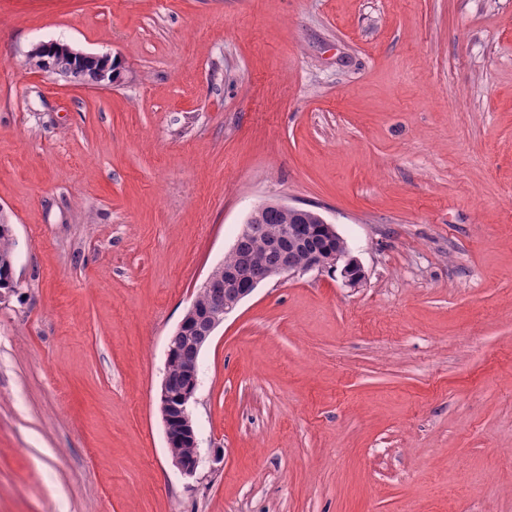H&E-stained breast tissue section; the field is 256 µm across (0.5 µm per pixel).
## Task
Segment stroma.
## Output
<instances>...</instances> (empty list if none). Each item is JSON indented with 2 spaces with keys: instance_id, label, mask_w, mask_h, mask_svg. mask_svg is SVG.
I'll use <instances>...</instances> for the list:
<instances>
[{
  "instance_id": "35a3bbf8",
  "label": "stroma",
  "mask_w": 512,
  "mask_h": 512,
  "mask_svg": "<svg viewBox=\"0 0 512 512\" xmlns=\"http://www.w3.org/2000/svg\"><path fill=\"white\" fill-rule=\"evenodd\" d=\"M271 201L367 280L227 315L188 478L167 338ZM0 213V512H512V0H0ZM39 47L45 54L51 49L49 56H45V62L48 68L53 69L58 54H67L72 60L71 70L60 72V78L65 81H70L79 77V71L81 69L91 68L98 72L99 78L102 81L110 83L112 80V73H109L112 56L110 54H87L69 45H61L56 42L41 43ZM85 78L87 81L100 82L97 74L93 71L86 72L80 76ZM12 226L0 215V288L11 290L15 288V281L10 278V271L14 267Z\"/></svg>"
}]
</instances>
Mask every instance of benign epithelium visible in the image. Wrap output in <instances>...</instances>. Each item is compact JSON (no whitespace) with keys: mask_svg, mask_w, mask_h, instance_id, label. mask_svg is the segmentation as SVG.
<instances>
[{"mask_svg":"<svg viewBox=\"0 0 512 512\" xmlns=\"http://www.w3.org/2000/svg\"><path fill=\"white\" fill-rule=\"evenodd\" d=\"M42 52L47 54L45 62L48 68H54L56 56L67 54L72 60V68L61 72V79L70 81L79 77V71L91 68L98 72L102 81L112 80L109 73L112 56L109 54H87L68 45L56 42L40 44ZM273 206L286 210L299 218L297 224H283L277 236L269 239L268 247L272 250L292 248L295 259L281 263L267 270L261 278L251 276L250 262L240 255L233 264L221 262L214 266L201 284L202 290L209 297L200 303L193 301L178 325L176 335L170 337L166 347V358H171L176 345L182 341L191 348V352L183 358V381L178 386L170 384L168 377H163L159 396V411L164 423L165 433L172 430L173 422H178L183 439L192 451V458L187 459L178 454H170L172 464L186 477L196 475L200 463L197 449V438L190 411L191 402L195 399L200 371V354L214 331L224 323L226 316L237 305L249 296L263 281L277 277H300L312 271L318 273L340 270L343 282L350 288H359L367 280L364 267L350 252L342 246L343 238L336 231L335 225L319 218L320 228L326 237L339 243L336 249L322 251L311 237L310 226L306 224V216L310 209L281 202L263 203L254 211L261 212Z\"/></svg>","mask_w":512,"mask_h":512,"instance_id":"obj_1","label":"benign epithelium"}]
</instances>
